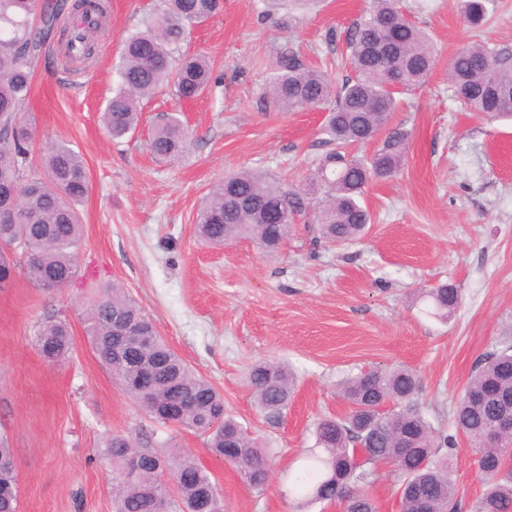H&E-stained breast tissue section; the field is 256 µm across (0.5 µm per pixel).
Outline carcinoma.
<instances>
[{
    "mask_svg": "<svg viewBox=\"0 0 512 512\" xmlns=\"http://www.w3.org/2000/svg\"><path fill=\"white\" fill-rule=\"evenodd\" d=\"M492 0H458L463 21L481 28L492 12ZM224 0H164V7L143 21L122 44L121 86L102 113L106 132L125 137L140 121V101L160 86L172 85L180 99H194L211 86V62L195 55L174 63L173 53L188 30L221 13ZM76 15L84 26L64 29L63 14ZM103 0H0V213L13 218L0 222V288L16 270L12 248L26 256L24 275L38 288L53 293L77 277L78 249L83 237L77 205L88 191L83 157L64 142L53 144L32 167L31 125L21 120L36 68L49 43L57 39L82 59L93 54L90 32L105 31ZM353 75L335 87L328 72L290 57L281 61L270 83L269 102L281 110L328 109L324 133L329 146L315 160V178L286 189L260 171L243 170L224 178L196 217L198 237L213 246L248 236L266 251L286 238L291 227L275 223L266 207L279 201L288 221L314 206V219L329 245L353 244L364 235L371 216L362 203L370 180L387 178L402 165L408 132L386 130L399 105V96L428 78L435 60L430 37L407 19L396 0H371L346 37ZM448 81L455 97L470 111L512 117V49L485 42L466 44L449 61ZM385 133L368 157L350 151L355 144ZM192 136L174 113L163 115L153 130L152 153L161 159L187 151ZM435 314L444 318L460 303L457 289L440 285L425 291ZM146 337L136 344L141 365L112 359L108 344L116 338L117 323ZM87 332L94 346L105 347L102 362L124 390L153 420L168 425L164 410L176 394L193 400L177 428L207 436L210 451L233 465L242 484L262 491L272 471V457L224 408V395L194 374L169 348L152 320L118 284H105L88 313ZM47 356L64 359L71 334L63 320H49L37 334ZM259 410L272 420L288 408L295 376L287 365L262 362L248 375ZM417 372L406 366L360 370L339 382L340 395L350 410L342 417H324L314 428V447L289 491L302 499L334 502L341 512H377L371 494L375 469L394 468L400 512H461L450 461L457 437L467 439L478 464L482 493L468 504L469 512H512V437L496 442L487 435L498 419L512 415V341H504L478 362L452 411L454 432L432 424L419 407ZM107 455L117 475L115 512H154L155 499H171V512L212 498L214 512H224V498L206 469L190 453L176 450L160 455L148 443L115 435ZM146 461L131 475L127 463ZM0 512H19L16 466H0Z\"/></svg>",
    "mask_w": 512,
    "mask_h": 512,
    "instance_id": "carcinoma-1",
    "label": "carcinoma"
}]
</instances>
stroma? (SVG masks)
<instances>
[{
  "instance_id": "35a3bbf8",
  "label": "stroma",
  "mask_w": 512,
  "mask_h": 512,
  "mask_svg": "<svg viewBox=\"0 0 512 512\" xmlns=\"http://www.w3.org/2000/svg\"><path fill=\"white\" fill-rule=\"evenodd\" d=\"M160 3L109 0L92 62L69 61L51 46L24 107L35 128L33 163L49 143L67 141L86 163L89 188L78 206L83 238L70 287L47 293L19 274L0 288V437L13 450L19 512H114L106 447L115 434L190 452L218 486L224 512H340L288 491L315 422L349 410L339 381L370 367H412L420 407L447 428L477 359L512 327V119L463 111L448 88L459 47L481 39L512 48V0H495L478 32L463 23L458 0H398L437 51L426 82L394 114L410 135L405 162L367 186L373 222L360 241L323 246L303 216L271 254L249 239L201 242L199 205L236 171L267 172L290 186L309 178L325 150V112L266 108L269 76L293 55L343 79L344 35L368 0H224L223 12L178 49L209 57L216 81L208 93L180 102L160 89L142 101L134 133L111 139L101 115L121 83V41ZM169 112L188 125L192 144L159 160L149 142L158 115ZM105 282L126 289L172 351L269 448L274 469L263 492L244 487L204 436L153 422L99 361L86 310L92 285ZM442 283L461 296L445 321L427 314L420 297ZM58 318L69 325L72 351L51 364L36 335ZM261 360L288 363L297 376L275 421L257 410L246 378Z\"/></svg>"
}]
</instances>
